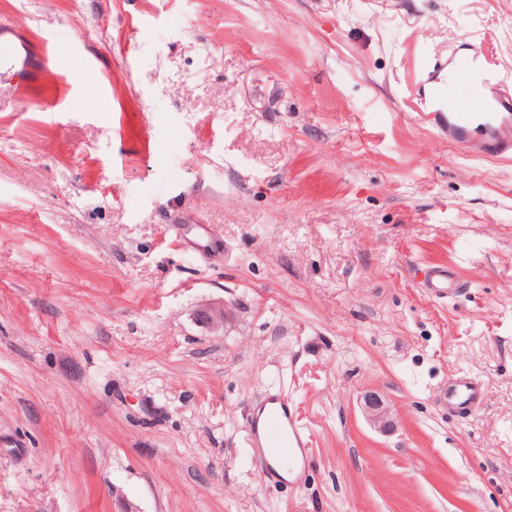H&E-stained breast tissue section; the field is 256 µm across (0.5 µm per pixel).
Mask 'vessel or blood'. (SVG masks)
Listing matches in <instances>:
<instances>
[{
	"label": "vessel or blood",
	"mask_w": 512,
	"mask_h": 512,
	"mask_svg": "<svg viewBox=\"0 0 512 512\" xmlns=\"http://www.w3.org/2000/svg\"><path fill=\"white\" fill-rule=\"evenodd\" d=\"M424 92L421 108L433 124L454 142L474 146L488 156H512V76L491 69L481 44L446 63L422 58ZM36 65L29 42L6 20H0V90L27 95ZM471 91L484 99L480 112L464 111L458 92ZM429 295L447 298L459 291L447 268L434 267L424 282ZM481 384L467 377L448 387L449 405L463 414L482 403ZM250 446L261 478L283 483L299 482L311 456L310 435L296 419L287 400L266 394L247 414Z\"/></svg>",
	"instance_id": "obj_1"
}]
</instances>
